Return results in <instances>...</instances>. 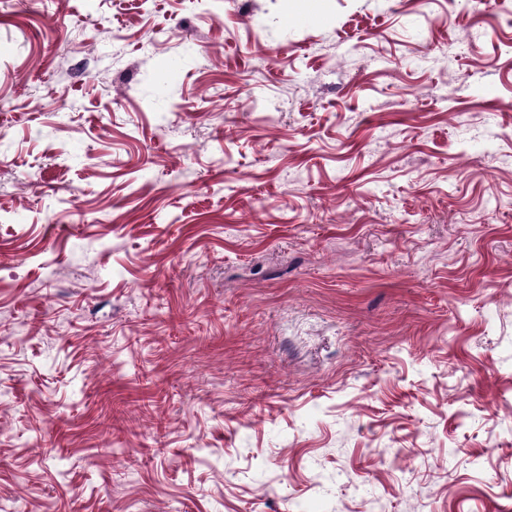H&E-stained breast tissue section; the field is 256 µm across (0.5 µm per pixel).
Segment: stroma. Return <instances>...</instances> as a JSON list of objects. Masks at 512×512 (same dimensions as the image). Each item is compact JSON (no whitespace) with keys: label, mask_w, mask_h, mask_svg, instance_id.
Masks as SVG:
<instances>
[{"label":"stroma","mask_w":512,"mask_h":512,"mask_svg":"<svg viewBox=\"0 0 512 512\" xmlns=\"http://www.w3.org/2000/svg\"><path fill=\"white\" fill-rule=\"evenodd\" d=\"M0 512H512V0H0Z\"/></svg>","instance_id":"35a3bbf8"}]
</instances>
